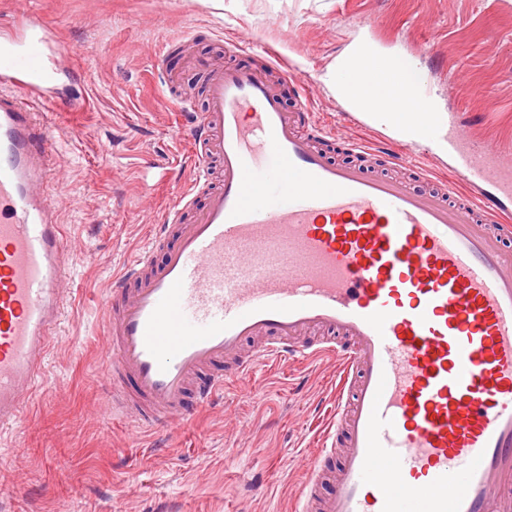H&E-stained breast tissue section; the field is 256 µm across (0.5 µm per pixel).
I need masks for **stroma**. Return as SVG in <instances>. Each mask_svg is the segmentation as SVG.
<instances>
[{
    "instance_id": "1",
    "label": "stroma",
    "mask_w": 512,
    "mask_h": 512,
    "mask_svg": "<svg viewBox=\"0 0 512 512\" xmlns=\"http://www.w3.org/2000/svg\"><path fill=\"white\" fill-rule=\"evenodd\" d=\"M22 11L56 38L62 166L46 191L75 262L49 383L28 422L0 432V512H293L329 420L335 360L258 365L170 431L112 416L100 302L190 182L189 143L173 136L191 126L182 101L203 107L215 44L238 65L271 46L294 76L288 107L307 96L339 140L377 146L385 128L361 129L324 82L367 38L415 62L466 135L512 141V0H0V24Z\"/></svg>"
}]
</instances>
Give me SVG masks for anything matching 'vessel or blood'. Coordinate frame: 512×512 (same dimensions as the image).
<instances>
[{"label":"vessel or blood","instance_id":"1","mask_svg":"<svg viewBox=\"0 0 512 512\" xmlns=\"http://www.w3.org/2000/svg\"><path fill=\"white\" fill-rule=\"evenodd\" d=\"M0 30V428L46 381L70 245L39 185L54 78L43 23ZM214 65L197 170L101 303L112 411L184 424L260 362L336 357V402L297 512H505L512 496V198L507 148L429 128L454 180L412 146L403 176L335 161L334 128L285 107L274 52ZM132 379L134 392L122 382Z\"/></svg>","mask_w":512,"mask_h":512}]
</instances>
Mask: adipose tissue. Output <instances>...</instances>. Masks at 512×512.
Returning <instances> with one entry per match:
<instances>
[{
	"mask_svg": "<svg viewBox=\"0 0 512 512\" xmlns=\"http://www.w3.org/2000/svg\"><path fill=\"white\" fill-rule=\"evenodd\" d=\"M417 80L412 61L356 42L337 57L329 86L340 104L364 113L368 122L385 125L393 138L422 143L437 112L418 110L406 95V87Z\"/></svg>",
	"mask_w": 512,
	"mask_h": 512,
	"instance_id": "1",
	"label": "adipose tissue"
}]
</instances>
